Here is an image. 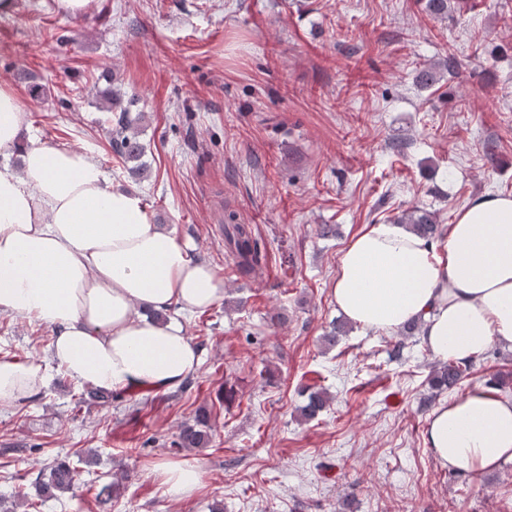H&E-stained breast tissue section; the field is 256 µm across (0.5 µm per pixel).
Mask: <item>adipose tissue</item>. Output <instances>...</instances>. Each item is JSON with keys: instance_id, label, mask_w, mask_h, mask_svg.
<instances>
[{"instance_id": "1", "label": "adipose tissue", "mask_w": 512, "mask_h": 512, "mask_svg": "<svg viewBox=\"0 0 512 512\" xmlns=\"http://www.w3.org/2000/svg\"><path fill=\"white\" fill-rule=\"evenodd\" d=\"M27 123L0 86V153L22 159L21 171L0 169V310L55 336L51 362L0 358V404L41 393L55 369L107 391L180 386L200 362L182 318L219 304L223 279L151 223L139 195L112 187L90 153L24 142ZM332 293L365 330L391 335L420 322L442 361L512 348V196L472 200L430 240L404 224L364 225L339 254ZM426 434L450 472L494 469L512 461V399L476 386L436 407ZM156 472L178 500L201 483L199 466L184 460Z\"/></svg>"}]
</instances>
